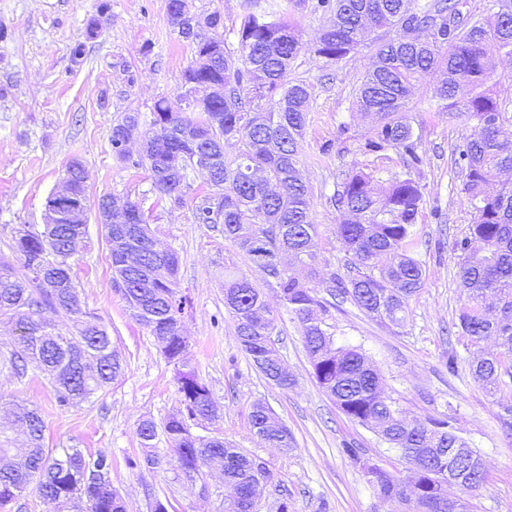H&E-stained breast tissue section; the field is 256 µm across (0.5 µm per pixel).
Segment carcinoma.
Here are the masks:
<instances>
[{"label": "carcinoma", "mask_w": 512, "mask_h": 512, "mask_svg": "<svg viewBox=\"0 0 512 512\" xmlns=\"http://www.w3.org/2000/svg\"><path fill=\"white\" fill-rule=\"evenodd\" d=\"M187 0H169L168 22L179 37L190 42L192 62L184 70V92L171 102L155 101L150 119L138 112L125 114L112 125V152L122 160L130 154L122 143L135 130L142 145L139 160L146 166L157 201L179 203L189 173L197 169V155L224 143V154L207 171L208 184L220 195L214 204L205 196L195 208L199 224L224 225V239L256 263L262 251L279 267L263 271L268 289L279 305L301 326L304 347L316 382L348 418L367 427L396 449L417 471L415 483L405 485L378 466L367 468L370 483L384 500L398 499L414 512H448V468L462 466L464 493L478 489L486 479L480 456L470 449L447 420L402 419L394 402L384 396L382 376L355 348L334 345L325 328L330 309L350 302L368 316L400 324L409 301L422 288V263L414 257L417 224L423 194L412 171L421 163L412 127L404 112L415 87L431 79L444 108L457 107L455 97L469 88L464 101L474 131L458 147L462 191L472 208L469 235L460 242L464 254L459 277L469 291L468 303L458 314L461 336L477 345L500 329L502 351L471 364L475 379L496 394L512 380V136L503 132L511 121L506 104L488 88L499 58L512 57V0H495L490 13L476 19L463 13L458 0H432L412 8V0H241L237 45L211 53L206 29L224 25L209 13L185 12ZM308 9L328 17L316 43H302L292 12ZM395 28L396 37L384 42L373 63L359 79L353 98L359 114L372 118L362 153L392 162L394 150L403 170L390 172L385 184L375 171L353 170L330 203L341 214L336 235L353 256L348 278L331 276L319 267L313 252L317 227L309 217L311 191L303 181L297 147L304 137L310 93L303 82L288 81V72L304 50L336 63L363 43L369 29ZM421 33L403 40L408 30ZM218 84L221 97L207 89ZM221 115L214 124L211 118ZM85 224H24L10 246L16 262L0 258V322L11 325L13 350L8 364L16 377L51 379L61 407H75L109 386L122 371L112 338L100 319L83 310L73 280L71 256L65 249ZM112 288L132 317L149 330L164 357L178 367V392L183 409L163 424V434L178 467L195 472L206 466L224 474V484L237 497L224 502V512H250L251 490L268 480L266 464L244 454L218 436L191 432V420H214L217 408L207 386L191 365L190 336L183 329L184 301L178 297L179 268L156 260L146 251L140 267L127 266L123 254L112 249ZM50 266L53 287L36 276L42 264ZM327 296H321V289ZM497 298L492 311L485 298ZM224 308L235 335L253 365L282 389L295 379L278 376L280 354L272 340L275 317L264 290L244 276L224 279ZM64 314L58 327L50 316ZM250 431L270 448L288 452L293 437L271 408L253 405ZM12 433L0 429V458L13 456V468L0 467V504L35 485L49 512H60L62 498L81 494L88 512H126L112 488L111 462L86 455L77 448L45 447L46 424L36 409L14 413ZM137 435L146 448L144 463H161L150 451L157 425L142 421Z\"/></svg>", "instance_id": "carcinoma-1"}]
</instances>
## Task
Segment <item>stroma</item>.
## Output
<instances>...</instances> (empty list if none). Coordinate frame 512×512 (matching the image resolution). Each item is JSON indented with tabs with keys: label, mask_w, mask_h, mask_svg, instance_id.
Masks as SVG:
<instances>
[{
	"label": "stroma",
	"mask_w": 512,
	"mask_h": 512,
	"mask_svg": "<svg viewBox=\"0 0 512 512\" xmlns=\"http://www.w3.org/2000/svg\"><path fill=\"white\" fill-rule=\"evenodd\" d=\"M0 27L6 31L0 39V255L10 256L20 225L42 226L47 195L67 163L81 160L90 200L111 195L138 202L160 245L178 254L191 363L218 407L217 418L194 432L222 437L265 462L270 478L258 512H277L283 489L290 512H409L400 501L381 500L367 475L368 466L376 465L404 480L408 464L373 431L342 414L318 386L294 315L277 309L274 333L294 386L282 389L265 379L242 350L224 308V276L243 275L258 287L263 278L225 241L221 225L196 222L195 206L211 192L206 176L191 173L181 205L160 204L147 168L112 152L110 130L124 113L149 115L157 99L173 101L183 91L192 50L168 24V0H0ZM393 36L388 29L370 31L358 51L333 64L302 54L288 74L289 80L304 81L311 94L298 152L312 189L318 261L329 275L347 277L351 256L336 237L341 217L328 199L339 190L343 173L373 163L360 152L371 122L352 109L357 80ZM78 43L85 55L76 65L70 51ZM407 117L422 158L415 173L423 193L415 231L423 287L410 300L402 326L371 320L348 302L331 310L326 323L336 344L360 348L378 368L386 396L404 416H451L458 434L483 459L485 482L466 495L449 489V497H464L468 512H512V428L503 424L496 396L470 369L475 357L499 347L492 340L471 345L451 332L468 300L458 277V245L468 233L471 207L455 159L472 123L461 109H440L429 86L410 103ZM344 124L349 132L343 136ZM329 140L335 148L322 155ZM108 254L103 226L89 221L72 259L73 278L83 308L107 326L122 372L87 402L63 408L48 377L17 379L2 370L0 400L38 409L46 447L77 448L111 460L112 486L127 512H153L159 502L168 512H224L221 476L204 467L183 473L165 435L153 442L160 465L140 463L137 427L145 419L163 425L179 408L177 370L114 293ZM258 401L292 433L290 452L252 435L249 414ZM348 444L359 448V459L345 454Z\"/></svg>",
	"instance_id": "stroma-1"
}]
</instances>
